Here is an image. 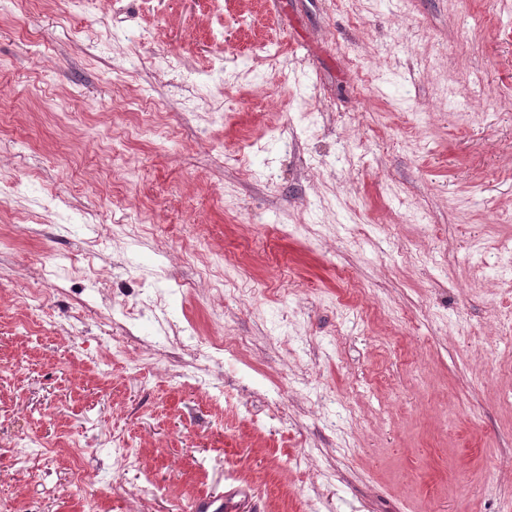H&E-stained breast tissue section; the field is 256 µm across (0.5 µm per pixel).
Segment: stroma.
Segmentation results:
<instances>
[{
	"instance_id": "stroma-1",
	"label": "stroma",
	"mask_w": 512,
	"mask_h": 512,
	"mask_svg": "<svg viewBox=\"0 0 512 512\" xmlns=\"http://www.w3.org/2000/svg\"><path fill=\"white\" fill-rule=\"evenodd\" d=\"M0 100L15 512H512V0H28Z\"/></svg>"
}]
</instances>
